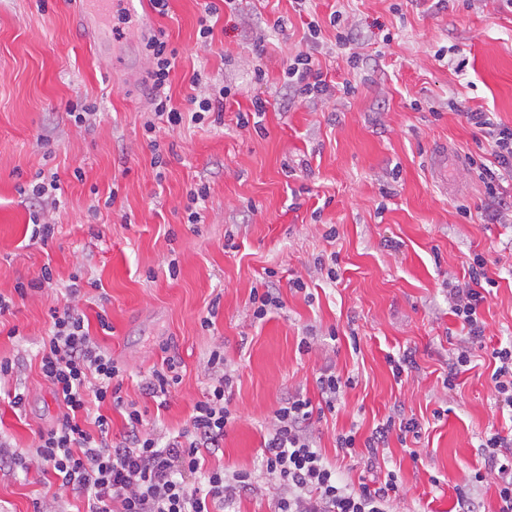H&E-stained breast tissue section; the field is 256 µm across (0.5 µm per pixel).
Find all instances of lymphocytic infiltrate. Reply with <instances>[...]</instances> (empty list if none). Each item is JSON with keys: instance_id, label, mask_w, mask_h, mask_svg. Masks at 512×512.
I'll list each match as a JSON object with an SVG mask.
<instances>
[{"instance_id": "f902f5d3", "label": "lymphocytic infiltrate", "mask_w": 512, "mask_h": 512, "mask_svg": "<svg viewBox=\"0 0 512 512\" xmlns=\"http://www.w3.org/2000/svg\"><path fill=\"white\" fill-rule=\"evenodd\" d=\"M145 50L153 112L158 120L178 126L183 116L167 93L177 51L161 32L148 38ZM287 74L299 97H330L332 85L312 52L296 55ZM466 118L479 129L494 156L493 162L478 167L491 200L486 218L492 224H512V201L500 196L504 183L512 181V126L481 111L467 112ZM488 266V258L474 255L462 282L448 286V308L460 319L468 342L448 365L452 380L469 363L470 344L482 341L486 332L479 308L495 285ZM67 292V304L50 312V327L38 352L40 373L63 415L55 426L39 433L34 451L20 461L25 470L57 478L54 499L71 493L83 496L87 512H210L213 504L230 512L261 480L273 497L274 512H388L391 500L398 497L395 472L354 486L316 447L313 417L335 411L345 388L341 377L328 369L316 379L319 402L295 393L275 409L259 473L206 468V455L220 449L232 419L224 403L230 378L222 372L223 355L211 353L207 365L214 373L213 384L204 400L195 403L189 422L176 436H163L147 429L137 403L123 397V370L111 353L93 342L90 321L78 303L80 285L70 284ZM92 399L124 410L126 432L121 442L109 439V417L87 418ZM481 448L484 467L475 472L472 482L475 486L494 477L499 512H512V434L490 429Z\"/></svg>"}]
</instances>
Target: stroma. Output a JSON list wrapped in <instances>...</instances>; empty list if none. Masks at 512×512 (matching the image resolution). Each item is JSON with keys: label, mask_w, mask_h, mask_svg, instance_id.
I'll use <instances>...</instances> for the list:
<instances>
[{"label": "stroma", "mask_w": 512, "mask_h": 512, "mask_svg": "<svg viewBox=\"0 0 512 512\" xmlns=\"http://www.w3.org/2000/svg\"><path fill=\"white\" fill-rule=\"evenodd\" d=\"M203 3L169 0L161 16L149 0H117L105 24L133 9L149 13L151 26L124 24L112 37L119 56L109 62L78 28L73 0H0V290L38 278L47 265L54 275L52 288L15 299L0 317V359L19 364L0 378V437L26 453L62 414L35 354L76 275L87 284L81 306L92 338L123 369L124 396L158 431H181L212 383L211 352H223L235 419L207 468L256 470L281 400L295 391L317 398L315 376L330 367L351 384L336 413L315 425L324 457L353 485L396 471L403 490L390 512H453L457 488L483 465L484 433L512 427V413L494 403L488 356L512 339V225L482 218L487 197L475 166L490 162L491 150L465 117L481 110L512 126V7L235 0L205 44ZM280 16L287 31L273 28ZM311 23L321 30L316 57L334 85L326 100L296 96L284 76L306 49ZM340 29L352 47L337 44ZM158 30L178 52L173 104L190 110L191 78L203 73L210 88L232 91L223 125L187 118L146 132L145 43ZM353 51L360 59L352 68ZM258 69L263 79H255ZM80 98L96 103V119L78 124L68 115ZM258 98L266 103L260 127H241L239 115ZM153 140L173 150L159 178ZM440 143L459 161L452 196L430 173ZM302 160L308 171H300ZM51 172L64 195L59 208L44 209L56 226L44 245L30 238L27 191ZM201 182L209 187L205 219L191 224L187 192ZM111 194L114 205L102 206ZM476 254L492 259L497 284L482 309L483 342L472 345L468 370L452 384L448 364L461 329L448 312L447 283ZM318 258L331 261L335 279L315 269ZM269 270L283 306L257 320L252 291ZM300 272L303 293L290 286ZM100 311L109 332L94 322ZM13 327L17 336H7ZM305 336L313 339L307 352L299 348ZM406 350L417 368L398 380L387 359ZM167 354L180 362L181 381L160 408L139 386ZM17 387L25 393L19 411L6 397ZM399 413L418 420L419 437L392 430L370 460L338 450L337 436L351 426L362 442ZM51 501L36 472L0 463V512H34L35 503Z\"/></svg>", "instance_id": "1"}]
</instances>
